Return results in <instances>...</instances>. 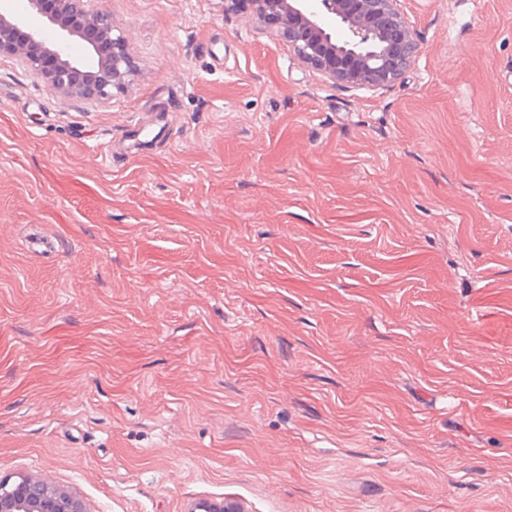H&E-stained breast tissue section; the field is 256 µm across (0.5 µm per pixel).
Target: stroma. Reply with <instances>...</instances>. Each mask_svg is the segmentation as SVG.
<instances>
[{"instance_id":"1","label":"stroma","mask_w":512,"mask_h":512,"mask_svg":"<svg viewBox=\"0 0 512 512\" xmlns=\"http://www.w3.org/2000/svg\"><path fill=\"white\" fill-rule=\"evenodd\" d=\"M401 7L384 89L224 0H89L137 62L106 100L0 56V479L512 512V0Z\"/></svg>"}]
</instances>
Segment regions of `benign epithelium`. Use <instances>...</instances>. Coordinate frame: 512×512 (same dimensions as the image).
Returning a JSON list of instances; mask_svg holds the SVG:
<instances>
[{"label": "benign epithelium", "instance_id": "benign-epithelium-1", "mask_svg": "<svg viewBox=\"0 0 512 512\" xmlns=\"http://www.w3.org/2000/svg\"><path fill=\"white\" fill-rule=\"evenodd\" d=\"M27 0L46 18L33 30L8 7L0 6V56L20 58L53 92L104 100L135 72L122 33L87 9V0ZM258 18L271 24L299 58L327 80L354 88H385L409 70L418 55V36L400 0H249ZM347 37L336 34V28ZM83 43L85 56L70 53V39ZM0 512H88L73 491L30 477L12 490L0 484Z\"/></svg>", "mask_w": 512, "mask_h": 512}]
</instances>
